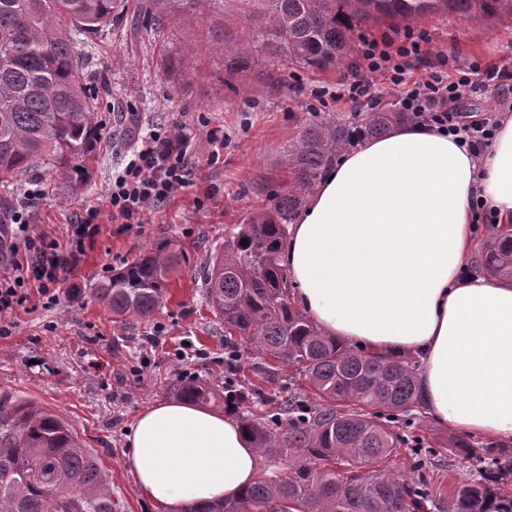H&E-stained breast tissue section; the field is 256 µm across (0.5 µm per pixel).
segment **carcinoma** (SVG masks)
<instances>
[{"label": "carcinoma", "instance_id": "carcinoma-1", "mask_svg": "<svg viewBox=\"0 0 512 512\" xmlns=\"http://www.w3.org/2000/svg\"><path fill=\"white\" fill-rule=\"evenodd\" d=\"M214 0H146L161 26ZM250 26L242 42L224 48L238 70L269 84L285 78L256 69L263 58L308 71L341 65L357 28L371 19L411 24L435 13L481 20L512 14V0H240ZM123 0H0V184L40 165L67 179L83 176L98 132L87 87L85 54L120 18ZM410 120L379 110L361 118L324 115L288 140L285 178L271 204L247 213L208 255L203 288L224 328V341L249 342L262 355L309 382L317 404L300 415L289 398L275 415L242 416L258 453L276 460L293 449L287 467L263 476L233 498L190 505L186 512H512L499 482L512 476V450L486 448L494 471L477 482H413L380 469L405 439L397 430L422 404L416 366L402 357L364 354L326 335L291 300L278 254L295 219L354 129L379 138ZM173 255L159 244L126 265L97 299L112 312L147 321L166 292ZM490 276L512 279V233H492L484 257ZM179 396L206 404L216 390L180 378ZM288 424V432L281 431ZM0 512H112V489L96 457L52 410L0 397Z\"/></svg>", "mask_w": 512, "mask_h": 512}]
</instances>
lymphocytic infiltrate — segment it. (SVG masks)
Segmentation results:
<instances>
[{
    "label": "lymphocytic infiltrate",
    "mask_w": 512,
    "mask_h": 512,
    "mask_svg": "<svg viewBox=\"0 0 512 512\" xmlns=\"http://www.w3.org/2000/svg\"><path fill=\"white\" fill-rule=\"evenodd\" d=\"M426 56L422 37L410 30L395 46L387 41L362 40L358 61L340 77L335 91L314 88L310 95L317 101L328 95L337 101H363L374 110L388 91H398L400 110L411 113L416 123L461 135L470 153L481 156L492 143L496 122L490 116L466 120L465 100L477 91L490 89L496 95V111L512 112V67L462 63L451 75L434 66L425 78L409 81L410 60L422 61ZM192 141L190 129L176 122L164 129H149L131 141L113 142L112 151L122 163L121 170L112 176L108 195L113 220L141 223L150 207L189 187L194 177ZM78 262L77 251L59 250L52 240L44 242L35 257L14 262L13 278L0 281V336L9 333L2 317L28 303L29 283H38L44 297L54 300L61 272L73 269Z\"/></svg>",
    "instance_id": "obj_1"
}]
</instances>
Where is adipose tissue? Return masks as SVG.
I'll list each match as a JSON object with an SVG mask.
<instances>
[{
    "mask_svg": "<svg viewBox=\"0 0 512 512\" xmlns=\"http://www.w3.org/2000/svg\"><path fill=\"white\" fill-rule=\"evenodd\" d=\"M512 223V115L474 157L457 136L403 125L341 154L320 179L280 261L294 300L326 334L422 361L441 422L512 442V283L464 273L471 204ZM141 494L180 512L256 479L257 453L230 415L182 401L141 412L127 437Z\"/></svg>",
    "mask_w": 512,
    "mask_h": 512,
    "instance_id": "1",
    "label": "adipose tissue"
}]
</instances>
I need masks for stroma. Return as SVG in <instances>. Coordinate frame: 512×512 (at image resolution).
<instances>
[{
  "instance_id": "obj_1",
  "label": "stroma",
  "mask_w": 512,
  "mask_h": 512,
  "mask_svg": "<svg viewBox=\"0 0 512 512\" xmlns=\"http://www.w3.org/2000/svg\"><path fill=\"white\" fill-rule=\"evenodd\" d=\"M117 24L86 50L87 73L96 91L99 140L84 180L65 179L53 166L23 173L14 184L0 187V217L23 200L31 182L45 190L29 215L28 235L61 237L84 210L100 207L118 159L112 141L126 137L122 117L134 107L142 123L158 127L180 121L193 132L194 182L173 199L151 207L142 223L114 222L99 216V233L86 243L80 264L64 272L59 298L42 306L37 285L29 293L38 308L18 312L10 336L0 337V396L7 394L48 407L77 433L102 468L112 488L115 512H165L141 495L127 462L126 438L143 409L177 397L181 371L191 372L223 389L224 341L218 321L207 307L203 267L224 230L237 224L253 206L265 203L283 177L285 149L292 133L314 113L308 92L334 86L340 70L299 72L278 61L268 70L282 74L278 89L253 72L233 71L224 64L222 47L246 34L237 0H217L200 13L181 14L177 25L146 24L142 0H127ZM426 39L430 58H443L447 68L458 63H512V14L500 13L474 22L461 16L431 14L413 26ZM224 130L223 144L211 129ZM166 242L176 258L167 280V294L146 322L112 313L94 293L108 282L109 270L142 258ZM190 344L185 360L175 351ZM239 379L260 385L245 409L214 403L218 412L241 416L261 413L262 394L307 400L297 373L256 354L239 342ZM410 431L426 439L461 440L432 456L428 470L465 482L484 472L481 454L489 440L448 427L432 416L413 421Z\"/></svg>"
}]
</instances>
